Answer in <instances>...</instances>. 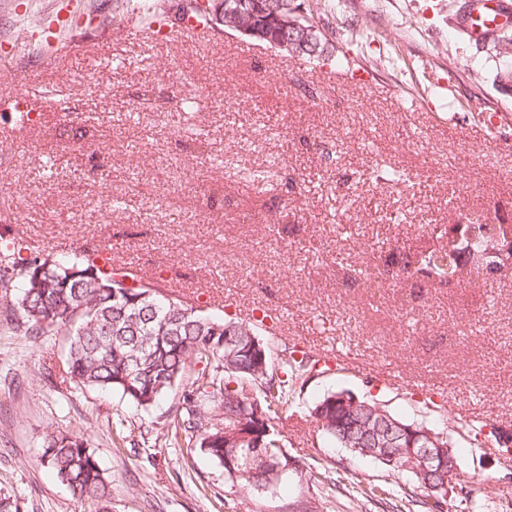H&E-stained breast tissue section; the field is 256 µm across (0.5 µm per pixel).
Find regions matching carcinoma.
Listing matches in <instances>:
<instances>
[{
  "mask_svg": "<svg viewBox=\"0 0 512 512\" xmlns=\"http://www.w3.org/2000/svg\"><path fill=\"white\" fill-rule=\"evenodd\" d=\"M257 2L250 11L208 15L209 27L279 48L283 24L294 12L292 0ZM472 229L470 238L449 249L437 243L444 233L434 227L428 245L373 264L365 279L372 286L390 279L459 285L471 257L481 261L478 271L488 276L512 266V249L487 256L490 246L506 238L504 225L486 220ZM23 250L15 245L0 255V288L13 293L5 320L26 336L69 337L64 381L117 392L144 411L171 397L164 446L199 450L243 490L274 485L290 471L303 473L281 448L276 422L288 413L297 388L330 371L328 366L317 368L319 360L294 345L274 353L254 325L208 316L149 284L129 286L126 274L103 272L81 251L24 257ZM345 395L357 400L358 412L341 404ZM310 416L337 447L409 474L414 481L409 502L446 500L447 491L430 490L428 478L408 466L406 449L437 443L446 452L448 434L402 422L385 406L349 390L323 396ZM387 418L401 422L404 432L395 438L377 433ZM487 436L504 453L512 450V432L495 427L487 434L480 424L467 425L471 444L478 446ZM40 461L94 512H108L112 477L84 433L49 434Z\"/></svg>",
  "mask_w": 512,
  "mask_h": 512,
  "instance_id": "obj_1",
  "label": "carcinoma"
}]
</instances>
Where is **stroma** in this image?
Wrapping results in <instances>:
<instances>
[{
    "instance_id": "35a3bbf8",
    "label": "stroma",
    "mask_w": 512,
    "mask_h": 512,
    "mask_svg": "<svg viewBox=\"0 0 512 512\" xmlns=\"http://www.w3.org/2000/svg\"><path fill=\"white\" fill-rule=\"evenodd\" d=\"M305 2L321 33L314 62L221 30L107 41L89 28L52 67L31 51L18 58L33 93L28 127L0 103V141L13 147L0 156V249L16 237L41 253L103 247L216 317L266 311L258 333L273 350L301 343L349 357L351 368L296 392L279 424L304 475L235 493L208 456L163 447L170 399L144 412L63 382L67 337L34 342L1 322L0 492L21 512H90L40 463L61 429L87 434L112 477L110 512H408V474L336 447L309 417L341 389L379 396L406 422L447 427L461 481L486 479L448 512H512L504 458L472 447L455 412L512 426V273L472 271L463 286L433 288H369L353 274L373 255L422 246L430 226L512 224V146L472 125L476 112L512 113V82L501 78L512 59L458 27L465 0ZM350 63L368 83L346 77ZM447 75L454 90L442 96ZM145 93L150 107L133 108ZM185 97L200 104L196 136L176 106ZM433 112L449 123H431ZM230 143L226 166L212 165ZM241 166L274 175L249 183ZM394 171L407 177L397 189L385 181ZM335 246L337 262L325 261ZM415 381L444 390V410L427 411ZM371 486L391 494L365 496Z\"/></svg>"
}]
</instances>
